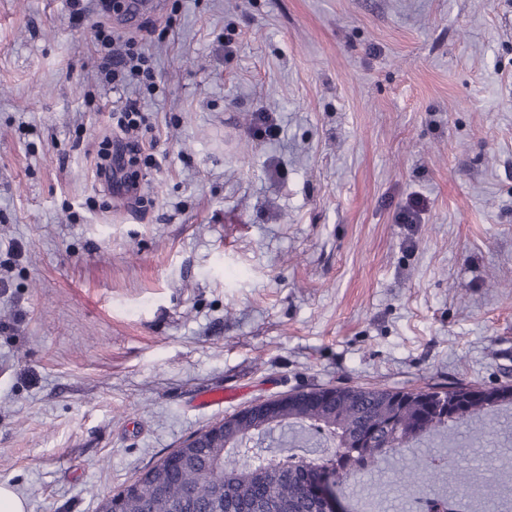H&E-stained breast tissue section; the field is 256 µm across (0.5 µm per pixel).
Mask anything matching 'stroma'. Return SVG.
I'll list each match as a JSON object with an SVG mask.
<instances>
[{
	"instance_id": "35a3bbf8",
	"label": "stroma",
	"mask_w": 512,
	"mask_h": 512,
	"mask_svg": "<svg viewBox=\"0 0 512 512\" xmlns=\"http://www.w3.org/2000/svg\"><path fill=\"white\" fill-rule=\"evenodd\" d=\"M165 2L0 0V482L29 512H99L289 392L512 383V0ZM101 26L155 91L107 81ZM130 96L136 197L97 174ZM500 441L464 464L512 495ZM354 489L410 512L388 468ZM120 117L117 120V126L121 133L127 134L133 129L139 127L145 122V115L141 105L137 99L126 98L125 102L119 109Z\"/></svg>"
}]
</instances>
